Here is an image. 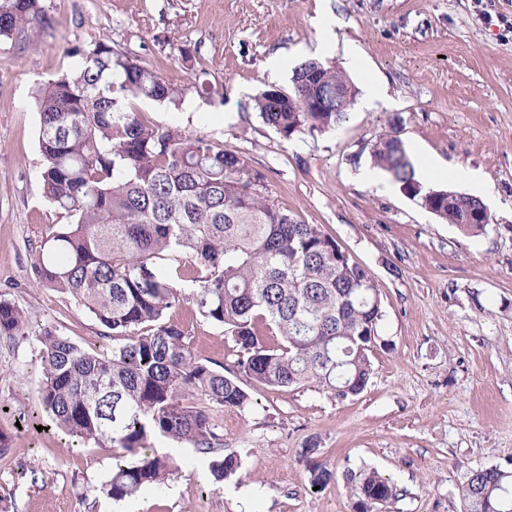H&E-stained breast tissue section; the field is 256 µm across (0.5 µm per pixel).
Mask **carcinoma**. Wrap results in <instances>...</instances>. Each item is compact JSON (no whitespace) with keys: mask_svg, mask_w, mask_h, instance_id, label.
I'll return each instance as SVG.
<instances>
[{"mask_svg":"<svg viewBox=\"0 0 512 512\" xmlns=\"http://www.w3.org/2000/svg\"><path fill=\"white\" fill-rule=\"evenodd\" d=\"M40 0H0V38L40 28ZM69 69L39 97L43 195L70 223L41 232L37 284L68 294L105 328L124 337L112 352L85 348L50 325L34 328L15 304L0 299V336H33L41 346L42 402L66 435L100 448H121L101 492L114 501L162 488L179 471L153 451L156 437L186 441L213 456L224 480L239 460L224 454L209 408H244L241 378L270 387L309 386L334 400L363 392L382 318L377 288L343 256L318 224H303L263 193L264 175L204 135L152 127L134 99L174 102L178 91L105 40L71 53ZM314 73L333 90L352 83L329 61L308 60L287 88L270 85L255 98L262 121L286 140L344 121L349 106L329 99L321 111L295 86ZM376 164L406 192L457 224L473 197L427 189L396 130L372 147ZM188 262L193 304L224 327L238 348L237 372L224 374L192 356L189 334L168 313L179 302L173 283ZM273 326L281 343L266 346L256 324ZM356 512H379L395 496L378 473L347 477ZM512 474L497 467L470 472L464 512H512Z\"/></svg>","mask_w":512,"mask_h":512,"instance_id":"obj_1","label":"carcinoma"}]
</instances>
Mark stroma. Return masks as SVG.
I'll use <instances>...</instances> for the list:
<instances>
[{"mask_svg": "<svg viewBox=\"0 0 512 512\" xmlns=\"http://www.w3.org/2000/svg\"><path fill=\"white\" fill-rule=\"evenodd\" d=\"M49 25L0 39V298L84 347L120 345L68 295L36 285L40 232L66 217L41 190L38 98L69 50L107 39L179 90L140 100L152 126L203 134L264 176L280 210L321 225L375 282L382 305L365 390L339 402L311 387L252 386L245 408L212 412L237 473L215 481L210 455L155 438L180 470L162 489L116 502L100 494L114 449L72 445L39 396L40 346L0 339V512H355L345 475L375 470L397 497L380 512H463L473 469L512 471V0H40ZM342 25L327 60L356 90L380 78L386 99L345 121L283 139L253 97L288 86L316 57L320 13ZM358 53L365 67L350 66ZM284 66L271 71L270 60ZM397 127L414 164L431 156L436 189L476 197L492 222L468 235L402 193L369 182L371 147ZM477 173L480 185L465 179ZM170 317L198 358L233 368L236 345L195 313L180 286ZM319 448L310 458L309 441ZM335 474L318 491L309 471Z\"/></svg>", "mask_w": 512, "mask_h": 512, "instance_id": "35a3bbf8", "label": "stroma"}]
</instances>
